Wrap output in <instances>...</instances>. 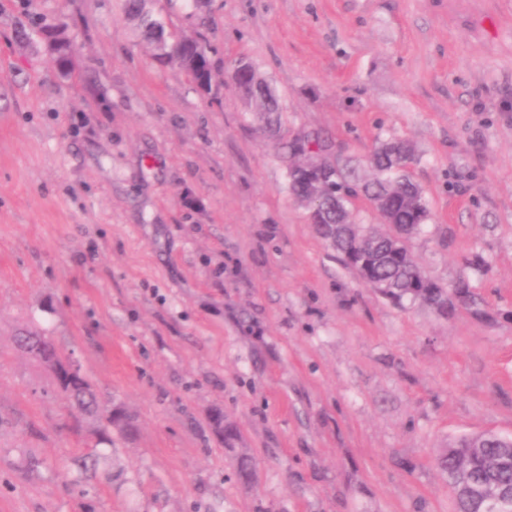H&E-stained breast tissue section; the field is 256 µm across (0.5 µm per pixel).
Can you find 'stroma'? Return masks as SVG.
I'll list each match as a JSON object with an SVG mask.
<instances>
[{
  "label": "stroma",
  "instance_id": "stroma-1",
  "mask_svg": "<svg viewBox=\"0 0 512 512\" xmlns=\"http://www.w3.org/2000/svg\"><path fill=\"white\" fill-rule=\"evenodd\" d=\"M152 7L216 49L210 96L122 0H0V512H453L437 449L512 435V0ZM58 22L68 75L37 35ZM240 56L280 100L278 138L322 131L364 179L378 139L414 146L431 218L407 246L478 307L392 301L316 236L223 70ZM23 328L134 416L99 479L79 481Z\"/></svg>",
  "mask_w": 512,
  "mask_h": 512
}]
</instances>
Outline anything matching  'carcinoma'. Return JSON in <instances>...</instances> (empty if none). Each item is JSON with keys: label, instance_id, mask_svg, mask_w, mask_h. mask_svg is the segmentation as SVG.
<instances>
[{"label": "carcinoma", "instance_id": "cac0c4a2", "mask_svg": "<svg viewBox=\"0 0 512 512\" xmlns=\"http://www.w3.org/2000/svg\"><path fill=\"white\" fill-rule=\"evenodd\" d=\"M148 0H123L128 19L133 21L152 49H158L162 42L172 47L168 61L185 70L196 83L197 88L207 94L212 84L213 55L216 50L202 37L178 36L170 31L166 23L155 16L147 7ZM61 52L54 59L56 66L65 70L69 67L71 43L64 32L57 31ZM230 77L242 92L244 98L259 112L269 129L280 121L279 100L270 84L257 72L248 59L241 57L228 66ZM330 145L329 140L317 133L297 136L282 147L280 161L288 172V190L295 197L308 195L309 182L301 175L304 166L315 160L319 152ZM416 162L414 150L405 142L386 140L376 146L368 158L372 178L361 180L352 167L345 164L336 169L321 189L319 198L324 201L321 224H337L339 232L331 248L341 258L356 252V245L362 237H369L376 245L371 262V277L358 273L362 281L372 284L386 280L393 285L390 298L418 300L434 312L446 317L458 307L476 305L470 285L459 280L451 287H443L429 279L413 259L407 246L396 249L391 233L377 229L352 230L355 223L348 208L352 200L366 197L373 209L382 212L390 229L402 231L411 236L430 218V212L419 187L413 182L409 168ZM18 349H35L39 357L35 361L49 370L56 386L67 396L75 420L82 417L107 419L115 410L127 420V426L120 427L125 433L134 429L130 414L121 407L101 404L98 394L81 370L67 378L58 375V369L66 360L49 336L23 332L15 340ZM214 431L222 438L224 447L235 450L239 441L237 430L224 424V417L210 418ZM107 439L103 431L96 433V441L83 439V449L74 459V464L87 476L96 473L99 464L97 446ZM434 465L453 492L454 512H492L490 496L500 494L512 498V436L495 432H482L460 436L439 449Z\"/></svg>", "mask_w": 512, "mask_h": 512}]
</instances>
